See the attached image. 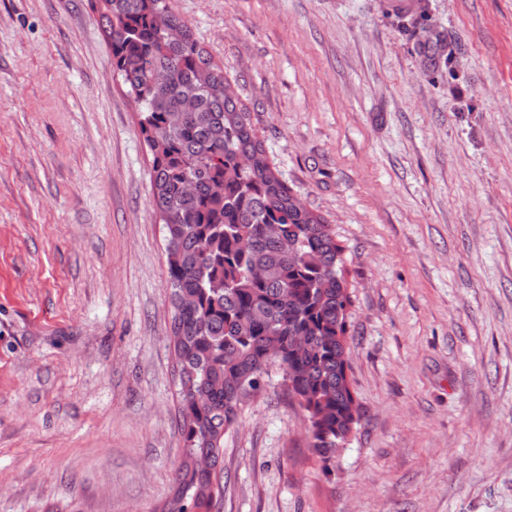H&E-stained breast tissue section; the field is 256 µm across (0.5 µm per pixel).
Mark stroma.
Returning <instances> with one entry per match:
<instances>
[{"instance_id": "35a3bbf8", "label": "stroma", "mask_w": 512, "mask_h": 512, "mask_svg": "<svg viewBox=\"0 0 512 512\" xmlns=\"http://www.w3.org/2000/svg\"><path fill=\"white\" fill-rule=\"evenodd\" d=\"M343 247L360 420L273 376L210 512H512V0H169ZM95 0H0V512H162L185 458L164 226ZM387 13L397 20L402 33L415 40V48L423 57L426 69H436L442 60L448 62V41L433 25L419 23L425 17V0L389 1Z\"/></svg>"}]
</instances>
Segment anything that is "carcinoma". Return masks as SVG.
<instances>
[{
	"label": "carcinoma",
	"mask_w": 512,
	"mask_h": 512,
	"mask_svg": "<svg viewBox=\"0 0 512 512\" xmlns=\"http://www.w3.org/2000/svg\"><path fill=\"white\" fill-rule=\"evenodd\" d=\"M97 11L112 68L141 107L150 193L165 229L187 456L168 512H209L224 435L271 368L306 413L309 447L323 463L358 424L343 248L280 178L251 112L169 0H97ZM425 12V0L387 4L434 70L448 60V41L420 22ZM161 72L168 80L157 83ZM187 96L195 108L182 112Z\"/></svg>",
	"instance_id": "cac0c4a2"
}]
</instances>
